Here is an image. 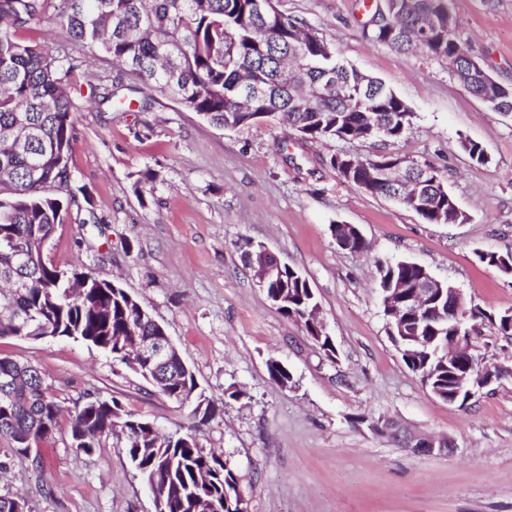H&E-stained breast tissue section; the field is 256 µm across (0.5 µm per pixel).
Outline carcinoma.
Segmentation results:
<instances>
[{
  "label": "carcinoma",
  "instance_id": "cac0c4a2",
  "mask_svg": "<svg viewBox=\"0 0 512 512\" xmlns=\"http://www.w3.org/2000/svg\"><path fill=\"white\" fill-rule=\"evenodd\" d=\"M65 28L71 51L55 55L42 46L18 41L15 33L49 13ZM372 37L398 52L422 48L438 58L456 56V80L492 110L512 115V85L486 80L484 69L472 68L462 56L452 0H383ZM117 67L108 83L96 87L100 106L118 110L142 94L139 111L157 98H168L196 112L220 129H238L277 118L303 141L335 139L347 143L376 139L397 141L413 125L406 103L381 81L348 66L323 33L298 18L273 10L261 12L255 0H0V337L20 331L41 336L80 339L126 363L132 332L162 336L165 329L143 304L110 280L84 266L59 269L42 260L41 244L71 213L85 215L84 224H102L90 195L72 187L69 152L75 139L76 105L68 80L95 57ZM331 74L338 91L317 97L312 89ZM460 147L478 164L489 162L478 143L460 138ZM398 162L406 172L425 175L429 205L415 212L428 224H461L467 220L446 187L441 171L392 153L362 158ZM157 173L138 174L135 191L151 192ZM342 248L364 252L368 244L348 224L336 227ZM480 262L512 274V253L476 252ZM249 267L274 264L252 245L242 254ZM380 288L401 283L396 301L402 329L397 347L407 367L437 390V398L453 403L461 391L458 376L476 371L471 357L450 361L442 346L458 328L486 319L506 338L512 337V314L494 318L465 307L460 318L444 323L414 307L411 298L422 266L409 261L377 264ZM282 296L278 310L303 325L327 356L335 348L325 329L311 321L319 303L307 280L290 267L265 286ZM457 297L448 289L432 295L431 308L448 311ZM270 378L286 387L293 377L279 360L267 364ZM170 371L187 373L161 395L182 403L195 379L173 352ZM219 406L200 400L193 414L204 423ZM67 427L77 455H89L116 433L126 453L162 512H236L240 485L223 457L200 445L196 429L162 431L125 409L121 400L101 395L87 398L62 422L52 385L33 366L0 357V442L30 457L33 450Z\"/></svg>",
  "mask_w": 512,
  "mask_h": 512
}]
</instances>
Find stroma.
Listing matches in <instances>:
<instances>
[{
    "instance_id": "35a3bbf8",
    "label": "stroma",
    "mask_w": 512,
    "mask_h": 512,
    "mask_svg": "<svg viewBox=\"0 0 512 512\" xmlns=\"http://www.w3.org/2000/svg\"><path fill=\"white\" fill-rule=\"evenodd\" d=\"M375 3L275 0L407 104L414 123L394 143L304 142L272 118L218 129L169 99L146 112L111 110L89 98L108 63L76 73L69 165L74 188L90 194L101 221L68 218L54 232L51 256L63 269L81 259L164 325L199 393L224 405L221 416L198 424L199 442L239 475L248 512H512V380L464 406L436 398L387 334L376 268L408 259L475 309L512 308V275L476 257L512 253V118L466 92L446 59L373 40ZM453 8L471 55L512 85V0H453ZM464 136L486 149L488 164L461 150ZM344 148L438 167L466 222L428 224L397 201L342 182L328 161ZM148 168L158 179L140 198L134 181ZM336 224L359 228L367 251L339 248ZM248 241L307 279L335 357L284 318L244 268ZM0 356L37 367L64 411L97 393L166 430L196 424L191 406L85 343L4 337ZM273 359L288 366L292 387L271 380ZM380 421L389 430L377 431ZM417 433L448 438L455 450L413 453L405 443ZM39 452L34 461L0 446V458L11 459L0 494L23 498L27 512H154L115 439L79 456L59 433Z\"/></svg>"
}]
</instances>
